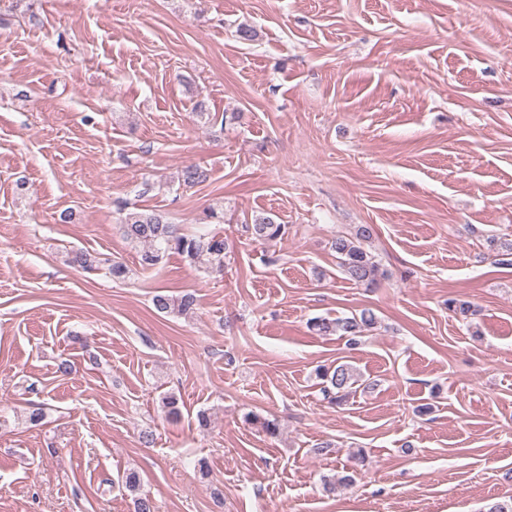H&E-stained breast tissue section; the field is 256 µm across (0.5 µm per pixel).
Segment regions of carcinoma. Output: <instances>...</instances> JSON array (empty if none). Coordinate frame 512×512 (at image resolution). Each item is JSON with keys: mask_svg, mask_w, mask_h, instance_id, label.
I'll return each instance as SVG.
<instances>
[{"mask_svg": "<svg viewBox=\"0 0 512 512\" xmlns=\"http://www.w3.org/2000/svg\"><path fill=\"white\" fill-rule=\"evenodd\" d=\"M209 173L198 165H188L178 171L179 184L195 186L207 180ZM123 238L138 248L139 264L144 269L161 266L171 254L180 255L190 265L209 276L224 273V254L227 244L224 237L212 231L186 234L176 224L166 221L163 216L153 211L129 210L120 224ZM253 239L269 243L283 238L288 232V225L276 221L271 213H260L253 223L247 226ZM374 229L369 224L360 225L350 237L338 236L333 248L338 255L339 264L344 274L359 285L373 286L379 277V267L373 257L367 253L364 243L369 241ZM68 263L85 271H95L102 260L88 251L77 250L68 253ZM155 309L161 313L188 316L194 313L195 299L190 294L170 296L157 294L153 297ZM376 316L370 310H364L358 316L328 319L316 317L309 326L320 335L340 332L356 343V337L374 327ZM317 378L321 380V393L324 400L331 405H342L350 396L365 384L363 375L352 365L341 363L334 367L317 369ZM160 407L165 417L174 420L180 415V397L174 392H167L160 397ZM245 420L260 427L265 434L274 437L279 433V424L275 419L250 412ZM122 485L134 493V512H154L152 501L139 494L141 479L137 472L128 471L121 477Z\"/></svg>", "mask_w": 512, "mask_h": 512, "instance_id": "carcinoma-1", "label": "carcinoma"}]
</instances>
